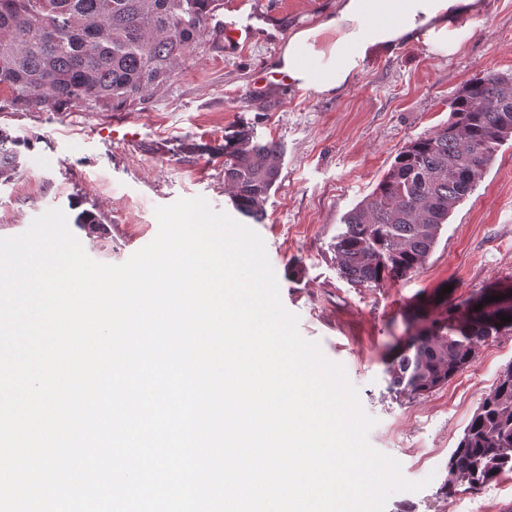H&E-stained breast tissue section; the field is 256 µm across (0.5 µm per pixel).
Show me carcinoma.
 Segmentation results:
<instances>
[{
    "label": "carcinoma",
    "instance_id": "obj_1",
    "mask_svg": "<svg viewBox=\"0 0 512 512\" xmlns=\"http://www.w3.org/2000/svg\"><path fill=\"white\" fill-rule=\"evenodd\" d=\"M220 0H0V93L14 105L133 108L164 85L208 32ZM448 124L411 140L343 219L334 251L342 273L373 286L423 266L442 224L512 139V73H480L448 101ZM21 142L0 132V183ZM224 184L259 219L279 175L280 150L245 134L224 139ZM511 322L481 312L423 333L391 369L393 388L427 394L471 365L476 348ZM512 471V363L475 412L448 463V489Z\"/></svg>",
    "mask_w": 512,
    "mask_h": 512
}]
</instances>
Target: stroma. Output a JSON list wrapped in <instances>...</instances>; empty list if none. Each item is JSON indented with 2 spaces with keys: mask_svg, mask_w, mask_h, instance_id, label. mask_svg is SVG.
<instances>
[{
  "mask_svg": "<svg viewBox=\"0 0 512 512\" xmlns=\"http://www.w3.org/2000/svg\"><path fill=\"white\" fill-rule=\"evenodd\" d=\"M334 7L335 0H222L201 44L130 110L26 109L1 94L0 129L22 146L18 173L0 185V237L59 208L93 260L121 264L156 236V207L205 198L263 238L300 334L345 366L374 418L369 444L420 483L419 491L392 495L385 512H504L512 473L476 489L462 482L450 492L445 483L452 452L512 362V333L480 344L469 368L424 396L396 391L390 369L410 336L445 318L437 304L443 287L459 302L489 285H512V140L412 274L355 284L341 273L334 243L345 214L403 146L447 123L448 101L467 80L512 73V0H482L471 36L452 56L430 53L420 36L367 60L331 96L274 80L272 64L293 31ZM233 20L253 25L249 43H225L224 25ZM241 131L281 150L280 175L258 220L224 186V139ZM88 214L98 234L79 227Z\"/></svg>",
  "mask_w": 512,
  "mask_h": 512,
  "instance_id": "1",
  "label": "stroma"
}]
</instances>
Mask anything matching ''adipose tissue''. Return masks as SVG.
Instances as JSON below:
<instances>
[{
  "mask_svg": "<svg viewBox=\"0 0 512 512\" xmlns=\"http://www.w3.org/2000/svg\"><path fill=\"white\" fill-rule=\"evenodd\" d=\"M480 6V0H336L334 14L289 37L275 70L298 87L332 95L367 58L418 35L433 51L455 53L470 36Z\"/></svg>",
  "mask_w": 512,
  "mask_h": 512,
  "instance_id": "ef3b65f1",
  "label": "adipose tissue"
}]
</instances>
